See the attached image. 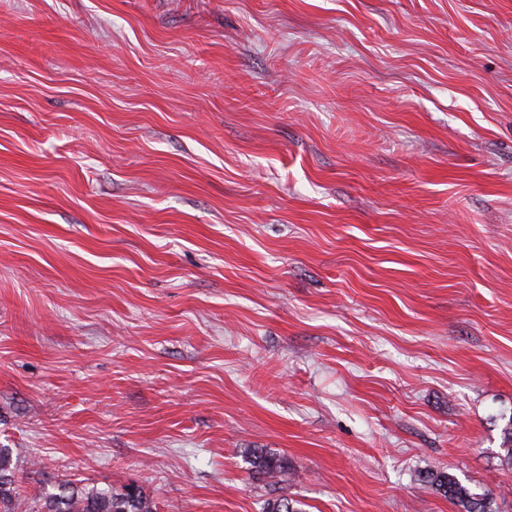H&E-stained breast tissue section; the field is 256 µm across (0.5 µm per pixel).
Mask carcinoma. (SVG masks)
Masks as SVG:
<instances>
[{"label":"carcinoma","mask_w":512,"mask_h":512,"mask_svg":"<svg viewBox=\"0 0 512 512\" xmlns=\"http://www.w3.org/2000/svg\"><path fill=\"white\" fill-rule=\"evenodd\" d=\"M249 465L252 476L258 480L267 479L272 485L288 483V462L275 453L255 449ZM16 472L9 449L0 448V512H154L151 501L138 488L118 493L111 489L85 490L72 486L58 494L28 499L18 492ZM424 482L460 507V512H492L489 493H475L449 473L430 472ZM262 512H304V509L301 501L281 494L265 500Z\"/></svg>","instance_id":"obj_1"}]
</instances>
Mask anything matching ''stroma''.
Listing matches in <instances>:
<instances>
[{
  "label": "stroma",
  "instance_id": "1",
  "mask_svg": "<svg viewBox=\"0 0 512 512\" xmlns=\"http://www.w3.org/2000/svg\"><path fill=\"white\" fill-rule=\"evenodd\" d=\"M512 0H0V448L157 512H512ZM249 465L253 478L267 479L271 485L288 483V462L276 453L255 449L249 458ZM423 482L435 487L441 495L460 507V512H493L488 492L475 493L449 473H427Z\"/></svg>",
  "mask_w": 512,
  "mask_h": 512
}]
</instances>
